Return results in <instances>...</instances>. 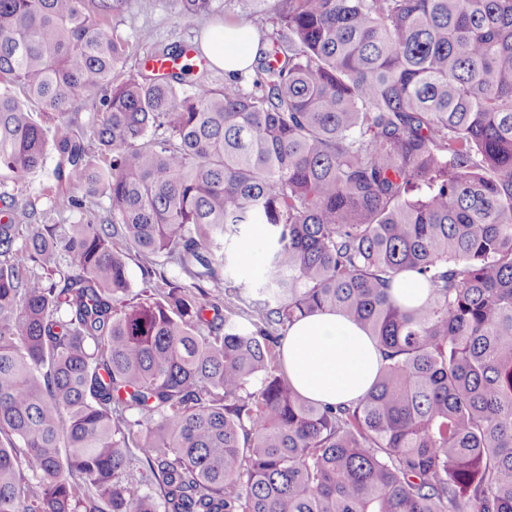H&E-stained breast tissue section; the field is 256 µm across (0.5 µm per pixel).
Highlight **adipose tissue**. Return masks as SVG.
<instances>
[{
	"label": "adipose tissue",
	"mask_w": 512,
	"mask_h": 512,
	"mask_svg": "<svg viewBox=\"0 0 512 512\" xmlns=\"http://www.w3.org/2000/svg\"><path fill=\"white\" fill-rule=\"evenodd\" d=\"M208 60L231 75L249 69L260 52L249 27H218L200 44ZM282 363L292 387L303 397L329 404L361 398L379 368L375 341L356 323L332 312L295 322L282 345Z\"/></svg>",
	"instance_id": "1"
}]
</instances>
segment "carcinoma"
I'll use <instances>...</instances> for the list:
<instances>
[{
	"label": "carcinoma",
	"mask_w": 512,
	"mask_h": 512,
	"mask_svg": "<svg viewBox=\"0 0 512 512\" xmlns=\"http://www.w3.org/2000/svg\"><path fill=\"white\" fill-rule=\"evenodd\" d=\"M128 3L0 0V171L53 152L64 184L0 193V512H512V0H276L251 86L220 88L177 45L125 72ZM104 87L95 153L69 111ZM251 224L259 282L230 272ZM131 250L192 285L131 301ZM323 311L382 355L348 405L282 371ZM254 296L242 295V300L237 303L236 315L232 318L239 323L250 325V322L260 323L261 309L255 303Z\"/></svg>",
	"instance_id": "1"
}]
</instances>
